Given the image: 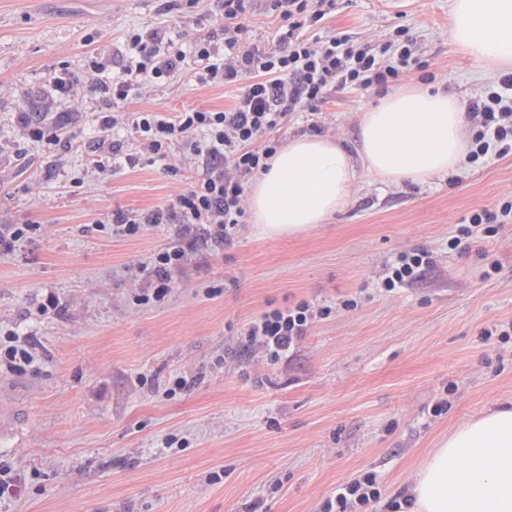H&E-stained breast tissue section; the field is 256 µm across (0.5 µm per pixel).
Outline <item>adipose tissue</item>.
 <instances>
[{
	"label": "adipose tissue",
	"mask_w": 512,
	"mask_h": 512,
	"mask_svg": "<svg viewBox=\"0 0 512 512\" xmlns=\"http://www.w3.org/2000/svg\"><path fill=\"white\" fill-rule=\"evenodd\" d=\"M451 35L492 70L512 69V0H453ZM458 100L412 87L362 112L354 147L319 135L289 139L249 187L251 217L268 236L324 223L360 174L385 184L455 171L468 149ZM399 512H512V408L449 431L415 470Z\"/></svg>",
	"instance_id": "1"
}]
</instances>
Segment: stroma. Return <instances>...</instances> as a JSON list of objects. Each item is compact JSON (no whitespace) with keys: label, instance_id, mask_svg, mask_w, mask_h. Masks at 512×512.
<instances>
[{"label":"stroma","instance_id":"1","mask_svg":"<svg viewBox=\"0 0 512 512\" xmlns=\"http://www.w3.org/2000/svg\"><path fill=\"white\" fill-rule=\"evenodd\" d=\"M452 0H336L314 27L381 41L406 26L422 67L388 88L346 89L317 114L299 112L281 140L309 133L351 142L359 113L386 90L423 83L462 107L498 90L449 33ZM158 0H0V229L32 230L0 247V336L32 346L30 363L0 366V400L12 410L0 467L14 486L0 512H321L343 484L371 471L391 512L421 461L455 425L512 406V223L448 248L473 210L512 195V154L488 153L424 183L381 186L363 177L343 209L298 235L269 237L251 223L217 248L197 244L168 276L164 301L143 303L151 256L182 233L155 224L113 234L112 211L172 204L197 177L175 159L99 177L90 150L132 144L138 112L234 107L238 90L183 76L114 102L122 127L100 132L103 96L87 79L93 57L118 76L126 35L180 24L190 37L224 42L217 0L180 19ZM245 38L278 46L282 21L255 0ZM80 82L61 99L50 77ZM29 118L66 132L29 139ZM432 261L412 284L386 290L400 253ZM221 292L210 295L209 290ZM55 306L40 308L47 299ZM331 307L287 357L271 362L241 333L262 311L300 301ZM192 384L166 395L170 377ZM182 447H168L170 437Z\"/></svg>","mask_w":512,"mask_h":512}]
</instances>
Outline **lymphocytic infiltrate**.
Segmentation results:
<instances>
[{
	"mask_svg": "<svg viewBox=\"0 0 512 512\" xmlns=\"http://www.w3.org/2000/svg\"><path fill=\"white\" fill-rule=\"evenodd\" d=\"M221 2L223 47L205 39L187 45L182 34L155 28L144 34L128 33L121 76L106 77L102 62L90 66L97 86L115 101L152 83L176 82L187 72L201 84L242 86L235 107L227 111L135 113L134 147L116 140L111 151L90 156L89 165L99 174L139 164L166 167L177 154L202 170L191 189L170 206L113 211L107 218L113 233L133 235L153 224H200L211 227L216 243L231 241L244 222V179L267 170V161L279 146L275 134L287 127L297 109L316 111L329 93L339 90L387 85L420 62V46L403 26L381 42L357 41L343 32L309 36V29L325 17L335 0H269L271 11L284 22L279 47L272 51L241 41L240 19L250 0ZM469 112L481 118L483 128L472 138L468 162L486 155L494 142L500 154L512 151V107L503 105L499 93L474 102ZM331 312V307L306 301L268 310L247 325L243 340L259 344L274 361L288 353L315 318ZM380 496L376 476L368 472L339 487L323 512H349Z\"/></svg>",
	"mask_w": 512,
	"mask_h": 512,
	"instance_id": "1",
	"label": "lymphocytic infiltrate"
}]
</instances>
